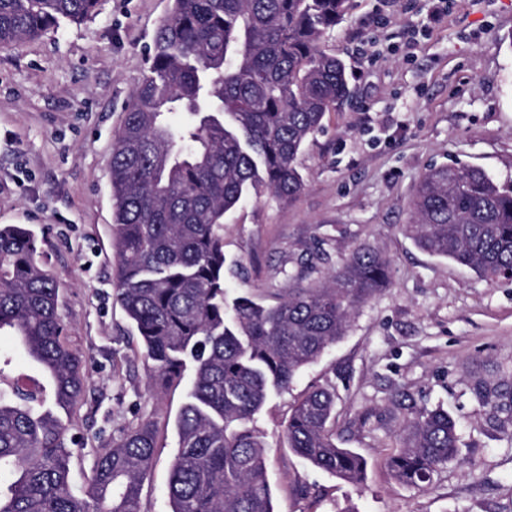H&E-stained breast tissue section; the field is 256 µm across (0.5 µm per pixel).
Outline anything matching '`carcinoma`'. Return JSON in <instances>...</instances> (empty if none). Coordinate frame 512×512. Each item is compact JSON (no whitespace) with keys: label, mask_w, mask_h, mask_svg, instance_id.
<instances>
[{"label":"carcinoma","mask_w":512,"mask_h":512,"mask_svg":"<svg viewBox=\"0 0 512 512\" xmlns=\"http://www.w3.org/2000/svg\"><path fill=\"white\" fill-rule=\"evenodd\" d=\"M346 0H174L148 74L112 143L113 286L137 332L149 381L184 385L171 466V512H274L253 427L347 332L351 316L390 281L387 259L355 250L330 279L290 288L271 306L228 299L224 214L249 193L293 201L296 160L327 112L350 96L344 62L319 41ZM101 0H0V46L98 13ZM183 112L174 128L169 115ZM412 237L424 251L490 280H512V188L485 172L430 167L412 200ZM59 286L28 228L0 227V330L37 365L18 374L0 354V512H140L156 431L142 421L94 452L81 495L71 485L69 426L85 386L82 359L58 313ZM336 392L306 393L288 418V448L311 466L359 484L366 460L328 429ZM385 461L424 489L455 459L457 427L441 407L407 421Z\"/></svg>","instance_id":"carcinoma-1"}]
</instances>
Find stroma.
Masks as SVG:
<instances>
[{"instance_id": "1", "label": "stroma", "mask_w": 512, "mask_h": 512, "mask_svg": "<svg viewBox=\"0 0 512 512\" xmlns=\"http://www.w3.org/2000/svg\"><path fill=\"white\" fill-rule=\"evenodd\" d=\"M447 2L434 23L437 0H347L319 47L345 62L354 96L326 114L299 155L303 191L289 203L251 195L224 216L232 298L276 304L300 276L326 281L363 245L391 267L389 285L352 316L346 336L256 419L275 512H512V424L474 393L479 383L498 386L512 402V282L431 256L406 229L430 166H473L512 186V0ZM172 7L103 0L81 23L0 49V225L36 232L86 377L70 430L82 442L73 484L82 489L91 475L90 449L152 421L158 446L141 512H169L185 391L150 386L115 296L111 158ZM316 385L336 391L331 431L365 458L361 485L288 446V417ZM438 406L458 422L456 459L427 488L396 481L385 459L405 421Z\"/></svg>"}]
</instances>
